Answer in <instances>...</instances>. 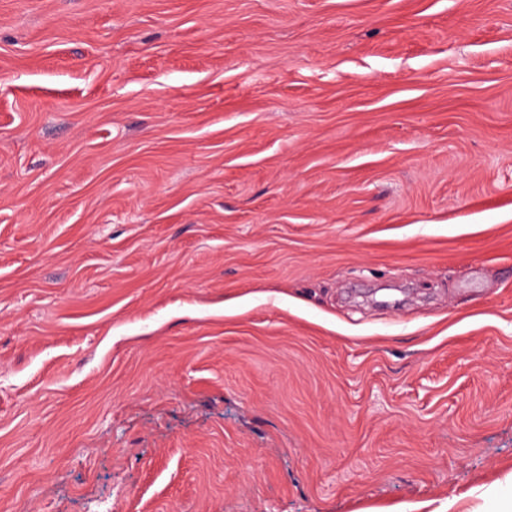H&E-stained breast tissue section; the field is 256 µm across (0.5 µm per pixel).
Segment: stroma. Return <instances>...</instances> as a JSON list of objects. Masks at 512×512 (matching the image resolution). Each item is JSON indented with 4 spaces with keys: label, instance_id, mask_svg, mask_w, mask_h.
Listing matches in <instances>:
<instances>
[{
    "label": "stroma",
    "instance_id": "1",
    "mask_svg": "<svg viewBox=\"0 0 512 512\" xmlns=\"http://www.w3.org/2000/svg\"><path fill=\"white\" fill-rule=\"evenodd\" d=\"M511 473L512 0H0V512Z\"/></svg>",
    "mask_w": 512,
    "mask_h": 512
}]
</instances>
